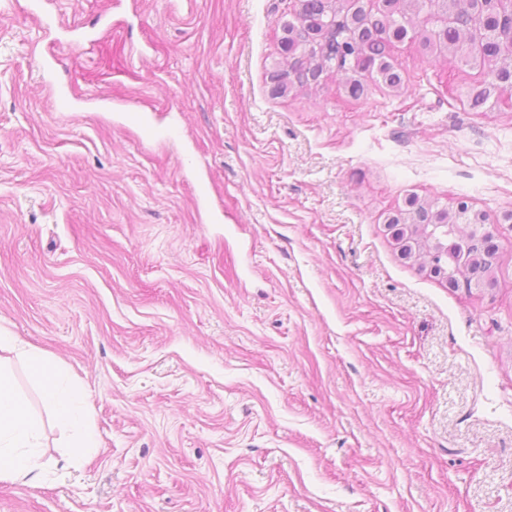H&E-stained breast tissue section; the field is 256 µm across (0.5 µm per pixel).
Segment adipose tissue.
I'll use <instances>...</instances> for the list:
<instances>
[{"label": "adipose tissue", "instance_id": "obj_1", "mask_svg": "<svg viewBox=\"0 0 512 512\" xmlns=\"http://www.w3.org/2000/svg\"><path fill=\"white\" fill-rule=\"evenodd\" d=\"M0 351L18 352L31 381L48 404L53 422L69 433L73 447L90 453L97 446L90 424L86 394L49 354L21 348L17 336L0 330ZM44 422L16 388L12 373L0 365V481L41 477Z\"/></svg>", "mask_w": 512, "mask_h": 512}]
</instances>
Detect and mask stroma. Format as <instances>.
Wrapping results in <instances>:
<instances>
[{
  "mask_svg": "<svg viewBox=\"0 0 512 512\" xmlns=\"http://www.w3.org/2000/svg\"><path fill=\"white\" fill-rule=\"evenodd\" d=\"M294 9L0 0V329L99 439L0 354L48 466L0 512H512V100L408 39L401 89L275 93ZM413 196L497 222L490 286L402 257ZM0 351H16L24 360L31 381L50 407L53 422L69 433V448H80L87 454L98 447L84 390L52 356L38 349H24L18 337L4 329L0 330Z\"/></svg>",
  "mask_w": 512,
  "mask_h": 512,
  "instance_id": "35a3bbf8",
  "label": "stroma"
}]
</instances>
